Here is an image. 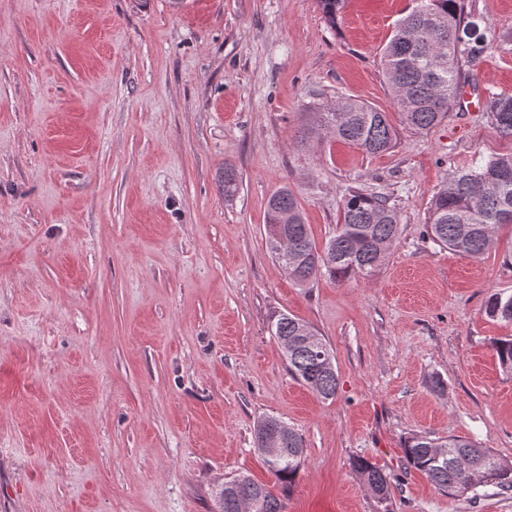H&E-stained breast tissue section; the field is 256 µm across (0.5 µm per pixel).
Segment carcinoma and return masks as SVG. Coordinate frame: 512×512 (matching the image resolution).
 <instances>
[{
  "label": "carcinoma",
  "mask_w": 512,
  "mask_h": 512,
  "mask_svg": "<svg viewBox=\"0 0 512 512\" xmlns=\"http://www.w3.org/2000/svg\"><path fill=\"white\" fill-rule=\"evenodd\" d=\"M331 25H336L345 0H317ZM415 8L401 18L380 53V66L396 101L401 124L416 134H426L442 123L469 83L463 66L480 57L488 47L512 53V31L499 35L480 29L474 17L464 13V0H415ZM499 134L512 140V96L489 93L482 103ZM332 136L372 155L396 146L397 130L386 113L364 101L344 98L319 106L309 113V122L297 144L321 135ZM224 199L238 191L235 171L224 168ZM512 226V153L492 157L475 167L455 173L435 195L426 220L427 237L449 251L470 258L483 256L494 244L498 230ZM286 231L288 244L279 246V234ZM400 235V216L387 198L361 190L344 196L342 213L334 235L318 247L305 223L298 197L283 186L268 200L267 247L291 277L304 285L320 276L343 282L369 280L387 263ZM488 318L512 324V293L495 292L485 305ZM272 335L279 341L294 342L286 353L288 371L324 400L338 390L334 366L326 367L315 355L319 345L333 359L325 339L307 322L289 313L271 321ZM317 338V344L306 336ZM502 372L512 376V335L493 341ZM272 430L288 431L282 456H262L273 485L259 483L240 474L230 480V493L216 492L220 512H244L237 499L258 500L254 512H285L286 491L291 489L305 461L299 434L284 421L264 417L257 423L258 452L263 438ZM403 452L410 467L425 475L450 496L475 492L480 486L512 491V460L473 440L448 438L434 441L420 434L409 436ZM378 501L390 498V480L363 456L351 460Z\"/></svg>",
  "instance_id": "1"
}]
</instances>
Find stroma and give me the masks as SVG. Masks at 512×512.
<instances>
[{
  "label": "stroma",
  "mask_w": 512,
  "mask_h": 512,
  "mask_svg": "<svg viewBox=\"0 0 512 512\" xmlns=\"http://www.w3.org/2000/svg\"><path fill=\"white\" fill-rule=\"evenodd\" d=\"M414 5L346 0L332 27L317 0H0V512H214L225 478L271 482L265 416L306 449L286 512H512V491L446 495L403 453L421 434L512 459L492 346L512 325L485 314L512 292V229L477 259L423 236L435 192L512 140L457 105L381 155L296 145L341 98L397 119L380 52ZM469 72L473 97L512 96V54ZM284 185L320 245L348 190L389 197L380 273L297 284L266 244ZM281 312L330 346L334 399L289 374ZM351 465L378 501H386L390 498L389 478L370 460L364 456H356L352 458Z\"/></svg>",
  "instance_id": "obj_1"
}]
</instances>
